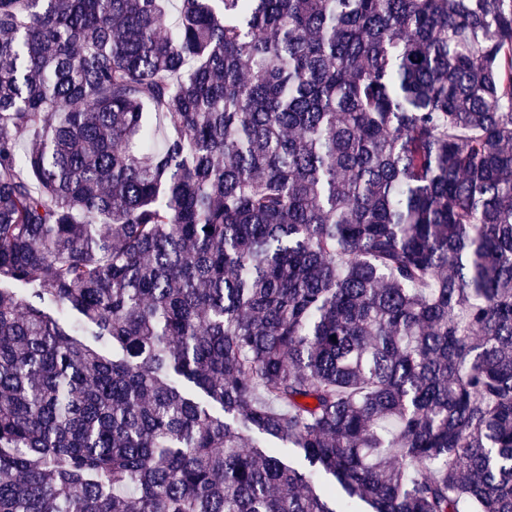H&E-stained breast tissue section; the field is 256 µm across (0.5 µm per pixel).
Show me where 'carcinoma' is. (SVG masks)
Listing matches in <instances>:
<instances>
[{
	"label": "carcinoma",
	"mask_w": 512,
	"mask_h": 512,
	"mask_svg": "<svg viewBox=\"0 0 512 512\" xmlns=\"http://www.w3.org/2000/svg\"><path fill=\"white\" fill-rule=\"evenodd\" d=\"M178 2L0 0V512H512V0Z\"/></svg>",
	"instance_id": "cac0c4a2"
}]
</instances>
